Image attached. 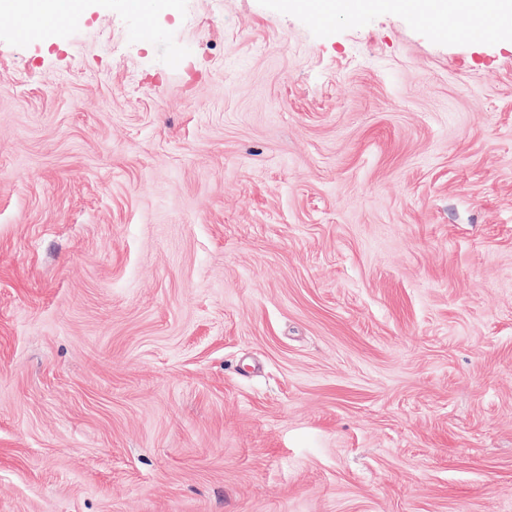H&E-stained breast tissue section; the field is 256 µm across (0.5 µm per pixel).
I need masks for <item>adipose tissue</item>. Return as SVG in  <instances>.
<instances>
[{"label":"adipose tissue","mask_w":512,"mask_h":512,"mask_svg":"<svg viewBox=\"0 0 512 512\" xmlns=\"http://www.w3.org/2000/svg\"><path fill=\"white\" fill-rule=\"evenodd\" d=\"M289 6L320 14L326 24L339 17L355 21L373 12L394 10L426 18L443 30L457 18L471 16L512 36V0H289Z\"/></svg>","instance_id":"obj_1"}]
</instances>
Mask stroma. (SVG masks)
<instances>
[{
	"mask_svg": "<svg viewBox=\"0 0 512 512\" xmlns=\"http://www.w3.org/2000/svg\"><path fill=\"white\" fill-rule=\"evenodd\" d=\"M0 512H512V40L1 16Z\"/></svg>",
	"mask_w": 512,
	"mask_h": 512,
	"instance_id": "1",
	"label": "stroma"
}]
</instances>
